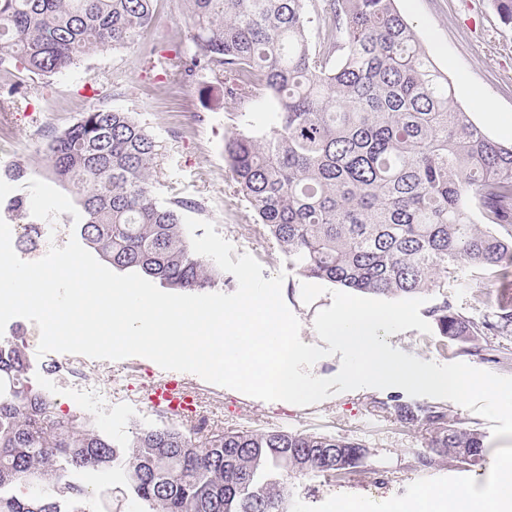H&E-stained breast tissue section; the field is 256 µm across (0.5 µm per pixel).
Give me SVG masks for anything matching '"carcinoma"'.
<instances>
[{
    "label": "carcinoma",
    "instance_id": "1",
    "mask_svg": "<svg viewBox=\"0 0 512 512\" xmlns=\"http://www.w3.org/2000/svg\"><path fill=\"white\" fill-rule=\"evenodd\" d=\"M154 0H0V72L50 76L99 48H125L152 26ZM193 33L163 74L210 78L240 107L224 160L253 207L256 232L296 272L353 291L411 296L442 289L426 310L438 334H512V294L451 288L498 280L512 258V146L455 105L395 0H183ZM512 28V0H491ZM317 21L315 37L309 24ZM157 141L129 112L95 107L47 146V164L78 196L80 235L112 267L170 289L201 290L224 271L190 249L184 200L156 197ZM19 338L0 340V512H87L77 470L124 459L147 512H289L293 475L328 481L362 470L361 440L293 432L176 426L141 430L121 445L82 414L58 415L36 389ZM409 430L432 434L433 457L475 466L483 435L444 405L371 401ZM331 455H325L326 450Z\"/></svg>",
    "mask_w": 512,
    "mask_h": 512
}]
</instances>
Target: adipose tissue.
Masks as SVG:
<instances>
[{
  "label": "adipose tissue",
  "instance_id": "obj_1",
  "mask_svg": "<svg viewBox=\"0 0 512 512\" xmlns=\"http://www.w3.org/2000/svg\"><path fill=\"white\" fill-rule=\"evenodd\" d=\"M400 512H512V459L503 461L486 503H478L464 492H433L426 507H404Z\"/></svg>",
  "mask_w": 512,
  "mask_h": 512
}]
</instances>
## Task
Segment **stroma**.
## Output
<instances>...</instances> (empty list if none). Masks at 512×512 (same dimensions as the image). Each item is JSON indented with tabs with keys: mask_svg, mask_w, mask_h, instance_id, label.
I'll list each match as a JSON object with an SVG mask.
<instances>
[{
	"mask_svg": "<svg viewBox=\"0 0 512 512\" xmlns=\"http://www.w3.org/2000/svg\"><path fill=\"white\" fill-rule=\"evenodd\" d=\"M154 7V25L134 45L95 51L70 70L50 77L18 71L0 73V90L16 89L11 111L0 112V219L10 224L38 225L30 210L11 212L6 205L12 198H28L29 179L48 180L46 148L53 134L96 106L132 113L158 144L156 196L164 201L185 198L195 202L191 218L213 222L216 232L237 253L255 257L263 268V278L284 274L282 296L301 324L300 337L304 343H318L314 319L319 310L331 306L332 298L325 293L312 304L303 303V277L272 241L254 233L253 212L237 195L224 162V141L240 124L237 106L224 100L217 84L204 80L173 84L156 76L146 64L151 49L183 45L192 27L183 0H155ZM395 7L437 67L447 74L457 106L473 122L481 120L473 105L478 98L490 100L496 111L512 113V30L501 23L491 0H395ZM12 169L21 171V178L9 177ZM386 341L425 361L463 362L512 376V335L458 341L410 329L387 336ZM25 352L30 375L52 398L56 414L90 416L97 429L117 443L140 430L166 425V418L147 403L149 385L164 374L152 360L85 358L88 383L121 396L119 402L107 407L62 391L55 371L58 353L41 356L32 346ZM185 379L200 384L201 409L214 427L249 431L281 427L346 434L363 440L371 449L363 471L335 482L289 479L290 512H338L346 500L367 501L378 512H392L396 504L416 502L427 493L445 490H462L481 501L495 481L499 461L512 456V437H493L490 421L453 402L448 405L450 416L483 434L487 447L484 461L465 466L445 458L436 460L432 467L419 468L413 455L426 451L428 433L404 429L370 408L372 399L389 397V390L362 388L297 406L265 402L201 381L192 373ZM74 480L89 492L87 506L91 512L141 510L127 490L121 465L105 471H83L75 474Z\"/></svg>",
	"mask_w": 512,
	"mask_h": 512,
	"instance_id": "obj_1",
	"label": "stroma"
}]
</instances>
